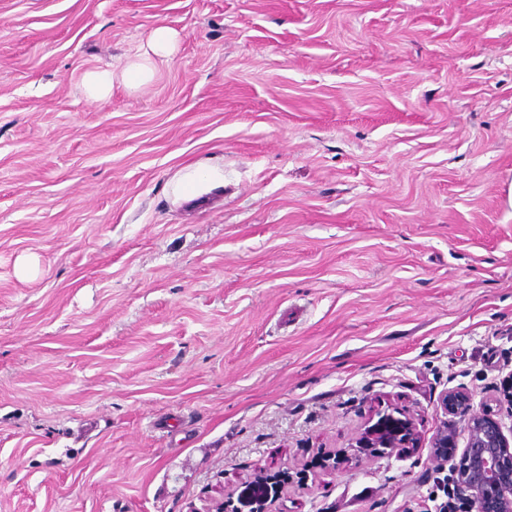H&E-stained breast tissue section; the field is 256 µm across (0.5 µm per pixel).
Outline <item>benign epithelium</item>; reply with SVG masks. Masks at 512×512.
<instances>
[{
  "mask_svg": "<svg viewBox=\"0 0 512 512\" xmlns=\"http://www.w3.org/2000/svg\"><path fill=\"white\" fill-rule=\"evenodd\" d=\"M441 408L458 416L467 434L462 455L452 464V493L474 501L478 512H512V444L499 418L503 411L512 416V373L501 382L494 409L470 412L469 395L463 389L445 393ZM417 443L414 421L388 414L364 429L357 447L374 455H406Z\"/></svg>",
  "mask_w": 512,
  "mask_h": 512,
  "instance_id": "obj_1",
  "label": "benign epithelium"
}]
</instances>
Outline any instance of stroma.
Listing matches in <instances>:
<instances>
[{
    "label": "stroma",
    "instance_id": "1",
    "mask_svg": "<svg viewBox=\"0 0 512 512\" xmlns=\"http://www.w3.org/2000/svg\"><path fill=\"white\" fill-rule=\"evenodd\" d=\"M511 372L512 0H0V512H439ZM174 41V34L167 27H155L149 36V50L154 57H165L169 54ZM113 72L110 69L93 68L82 76V85L89 99L96 101L112 92ZM417 443L418 432L412 419L387 414L364 429L356 447L374 455L387 452L406 455L410 448H417Z\"/></svg>",
    "mask_w": 512,
    "mask_h": 512
}]
</instances>
